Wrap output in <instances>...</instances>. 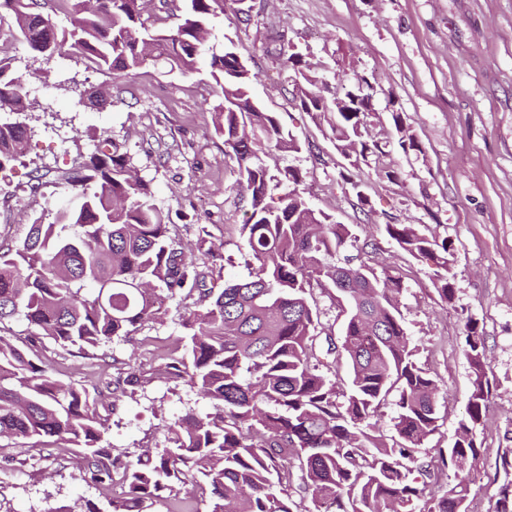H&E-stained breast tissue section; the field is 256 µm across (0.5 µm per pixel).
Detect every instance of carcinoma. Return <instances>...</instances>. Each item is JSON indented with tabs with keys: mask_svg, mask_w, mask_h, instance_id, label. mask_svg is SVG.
Returning a JSON list of instances; mask_svg holds the SVG:
<instances>
[{
	"mask_svg": "<svg viewBox=\"0 0 512 512\" xmlns=\"http://www.w3.org/2000/svg\"><path fill=\"white\" fill-rule=\"evenodd\" d=\"M57 2L0 0V112L33 107L24 86L44 74L35 63L62 53L86 59L115 81L133 76L148 54L183 73L206 59L220 97L215 132L249 196L241 238L254 265L246 280L206 287L207 274L193 258L171 247L149 184L131 174L102 132L95 149L62 176L77 205L33 221L19 244L0 242V331L13 319L30 329L16 343L0 334V438L70 443L77 479L122 484L109 512H147L187 485L209 496L211 512H293L288 493L274 491L293 462L313 512H406L422 492L419 480L477 457L476 429L491 398L478 322L465 324L472 374L466 416L451 448L420 461L410 449L437 430L439 386L413 359L400 311L402 277L390 265L377 270L348 257L328 262L357 242L351 228L310 206L299 189L301 171L273 174L261 162L260 144L270 155L298 153L301 144L274 113L252 102L256 75L239 46L231 39L220 48L205 43L223 0H188L182 22L158 32L142 20L145 0H99L94 7L64 0L67 27L53 19ZM15 41L33 52L22 71L9 56ZM286 64L294 85L305 89L301 110L329 126L343 157L364 156L374 84L320 76L299 53ZM392 120L401 152L423 153L399 111ZM31 134L26 124L0 122V169L22 161ZM339 175L358 205H367L360 173L345 167ZM384 231L415 259L433 261L436 290L452 302L448 241L431 240L413 224L387 223ZM315 287L342 297L345 378L337 370L332 378L319 372V314L308 300ZM159 288L184 289L191 304L181 317L185 352L164 357L158 374L186 380L214 412L175 420L168 445L155 455L147 449L115 456L105 438L107 419L90 406L86 388L59 382L34 360V348L46 338L88 356L155 319ZM391 396L397 438L389 443L371 420ZM469 492L468 477L457 473L429 512H466Z\"/></svg>",
	"mask_w": 512,
	"mask_h": 512,
	"instance_id": "1",
	"label": "carcinoma"
}]
</instances>
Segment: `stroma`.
<instances>
[{
  "mask_svg": "<svg viewBox=\"0 0 512 512\" xmlns=\"http://www.w3.org/2000/svg\"><path fill=\"white\" fill-rule=\"evenodd\" d=\"M211 25L214 42L229 37L244 49L256 75L254 101L303 145L277 155V165L300 169L314 208L349 225L359 241L375 243L364 257L368 265L395 266L404 279L400 309L415 358L441 387L439 427L413 449L415 458L454 442L471 391L464 326L477 320L493 391L476 430L480 454L465 469L472 480L468 508L495 512L505 480L498 458L512 454V0H231ZM294 52L321 74L362 75L376 86L368 142L395 138L397 110L423 146L418 155L391 150L392 180L374 163L362 165L368 208H358L340 180L345 160L327 126L298 106L285 65ZM44 69L45 94L19 116L32 129L24 161L0 170V241H22L36 218L68 204L60 176L105 130L149 183L169 219L173 247H194L195 262L212 268L216 282L247 279L251 258L239 228L248 202L236 185V164L214 133L218 97L208 73L146 64L113 90L111 107L96 112L76 102L84 90L111 83V75L92 72L73 55L53 58ZM40 170L46 181L30 194ZM389 222L417 225L451 243L452 302L440 299L432 263L414 259L385 233ZM186 306L182 293L170 295L156 320L103 347L100 360L45 341L42 353L54 376L85 385L90 405L107 408L114 448L164 447L168 422L189 408L208 410V401L183 381L157 374L163 350L179 345ZM132 370L143 389L116 394ZM3 455L17 463L0 468V512H61L81 497L107 512L122 491L116 483L74 480L72 449L61 441L0 440Z\"/></svg>",
  "mask_w": 512,
  "mask_h": 512,
  "instance_id": "stroma-1",
  "label": "stroma"
}]
</instances>
